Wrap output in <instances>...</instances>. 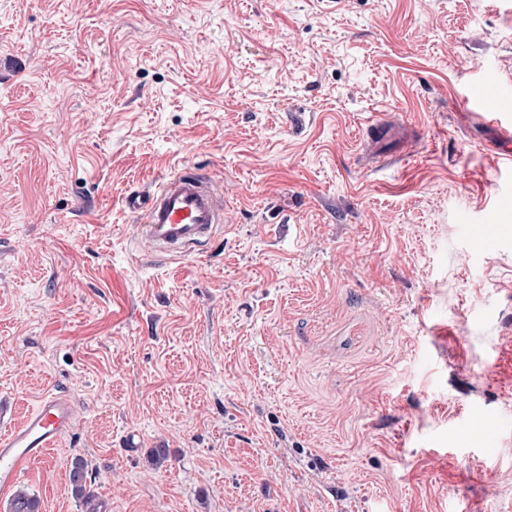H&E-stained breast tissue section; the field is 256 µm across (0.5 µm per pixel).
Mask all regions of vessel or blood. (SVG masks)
<instances>
[{
	"label": "vessel or blood",
	"mask_w": 512,
	"mask_h": 512,
	"mask_svg": "<svg viewBox=\"0 0 512 512\" xmlns=\"http://www.w3.org/2000/svg\"><path fill=\"white\" fill-rule=\"evenodd\" d=\"M500 92L499 79L490 71L471 86L468 99L484 117L498 122L504 116L497 105ZM224 194L214 176L185 169L160 178L152 189L131 197L128 206L140 216L141 240L152 254L183 256L202 249L223 223ZM73 422L69 397L49 391L17 424L0 432V490L8 491L44 461Z\"/></svg>",
	"instance_id": "vessel-or-blood-1"
}]
</instances>
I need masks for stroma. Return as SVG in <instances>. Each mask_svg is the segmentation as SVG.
Returning a JSON list of instances; mask_svg holds the SVG:
<instances>
[{"label":"stroma","mask_w":512,"mask_h":512,"mask_svg":"<svg viewBox=\"0 0 512 512\" xmlns=\"http://www.w3.org/2000/svg\"><path fill=\"white\" fill-rule=\"evenodd\" d=\"M487 68L512 0H0V428L75 407L40 512L77 458L100 512H512ZM186 166L227 222L136 253L126 197ZM499 85L498 76L493 71H489L469 89L468 99L475 110L483 113L479 114L482 119L490 118L492 121L500 123L505 116L506 112L501 111L497 105L496 96L503 90ZM500 95L506 97L503 93Z\"/></svg>","instance_id":"1"}]
</instances>
